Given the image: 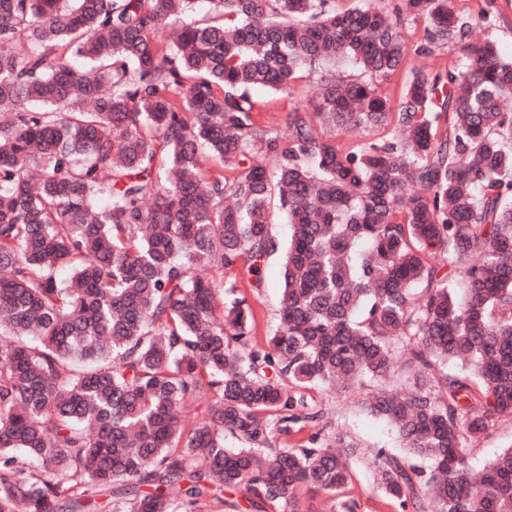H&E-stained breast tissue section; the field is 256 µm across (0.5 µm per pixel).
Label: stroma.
Listing matches in <instances>:
<instances>
[{"mask_svg":"<svg viewBox=\"0 0 512 512\" xmlns=\"http://www.w3.org/2000/svg\"><path fill=\"white\" fill-rule=\"evenodd\" d=\"M455 6L470 23V43L479 44L492 37L497 40L502 55L512 56V0H455ZM484 15L491 17V24L481 23L480 18ZM403 31L409 53L405 65L396 74L371 79L345 60L333 62V69L351 79L370 80L378 94L395 102L399 100L403 85L412 71L445 70L461 56L459 49L451 45L429 56L417 55L415 49L423 37L422 23L405 21ZM315 80V74L310 71L301 72L289 97H271L263 90H254V97L265 102L262 112L255 115L256 122L266 127L284 129L287 112L312 99ZM281 268L279 255L273 254L257 263L255 269L239 267L224 273L225 280L236 282L238 295L246 298L253 311L251 336L258 344L265 343L270 328L276 323L281 299ZM313 398L326 409L330 427L346 432L362 450L386 448L395 453L401 452L403 445L396 427L362 409L359 396L317 391ZM509 447H512V421H505L469 445L466 453L470 468H482L498 452ZM353 470L354 478L344 494L357 501L358 512H395L392 503L384 500L373 485L369 460L354 458Z\"/></svg>","mask_w":512,"mask_h":512,"instance_id":"stroma-1","label":"stroma"}]
</instances>
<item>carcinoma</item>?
I'll use <instances>...</instances> for the list:
<instances>
[{"label":"carcinoma","mask_w":512,"mask_h":512,"mask_svg":"<svg viewBox=\"0 0 512 512\" xmlns=\"http://www.w3.org/2000/svg\"><path fill=\"white\" fill-rule=\"evenodd\" d=\"M328 2L0 0V512H199L241 487L276 509L301 485L358 512L350 437L279 443L325 417L315 389L397 428L408 455L368 454L398 512H512V448L479 474L464 454L512 418V57L464 43L454 0H406L417 52L456 42L457 65L396 104L324 72L287 133L257 124L251 92L306 67H403L400 19ZM276 211L257 345L223 274L278 250Z\"/></svg>","instance_id":"carcinoma-1"}]
</instances>
